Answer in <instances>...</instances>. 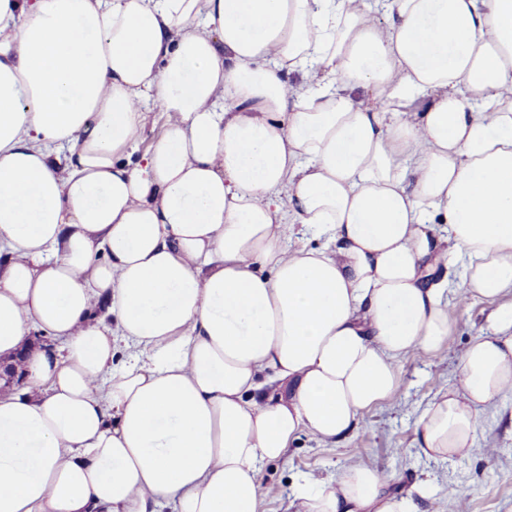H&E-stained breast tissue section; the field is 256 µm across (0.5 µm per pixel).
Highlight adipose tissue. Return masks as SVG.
Segmentation results:
<instances>
[{
  "label": "adipose tissue",
  "instance_id": "ef3b65f1",
  "mask_svg": "<svg viewBox=\"0 0 512 512\" xmlns=\"http://www.w3.org/2000/svg\"><path fill=\"white\" fill-rule=\"evenodd\" d=\"M0 0V512H258L512 289V0ZM296 74L288 84V74ZM152 99L163 134L132 161ZM445 229H438L437 220ZM327 249L289 248L297 229ZM512 304L417 423L468 455ZM357 464L303 512H418Z\"/></svg>",
  "mask_w": 512,
  "mask_h": 512
}]
</instances>
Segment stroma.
<instances>
[{
    "label": "stroma",
    "mask_w": 512,
    "mask_h": 512,
    "mask_svg": "<svg viewBox=\"0 0 512 512\" xmlns=\"http://www.w3.org/2000/svg\"><path fill=\"white\" fill-rule=\"evenodd\" d=\"M463 290V267L457 264L448 271V342L438 352L402 360L403 384L397 394L365 412L357 428L336 444L319 443L305 433L283 458L263 464L265 495L258 512H300L294 482L327 480L359 463L382 471L395 493L427 481L430 493L420 501L419 512H448L449 500L456 497L462 498L465 512H512V391L482 411L468 456L430 458L415 442L421 413L437 393L455 386L463 354L491 328L495 303L458 302Z\"/></svg>",
    "instance_id": "1"
}]
</instances>
